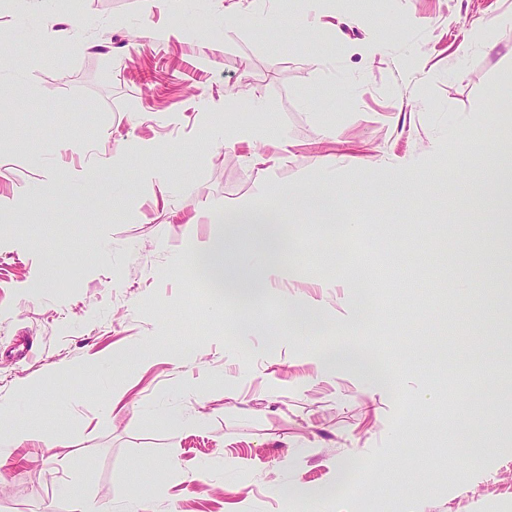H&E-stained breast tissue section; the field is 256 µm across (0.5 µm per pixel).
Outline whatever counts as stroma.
Masks as SVG:
<instances>
[{
	"mask_svg": "<svg viewBox=\"0 0 512 512\" xmlns=\"http://www.w3.org/2000/svg\"><path fill=\"white\" fill-rule=\"evenodd\" d=\"M45 5L75 28L42 32L0 0V395L63 444L15 450L0 512H69L68 482L114 512L127 487L150 512H512V281L487 289L488 269H512V223L469 191L512 143V25L495 23L512 0H343L352 22L323 31L304 25L318 0ZM270 5L279 24L255 27ZM266 121L294 145L266 149L272 204L338 182L360 231L336 240L290 213L292 277L243 330L193 262L221 227L194 218L254 202L261 175L222 138ZM412 169L444 192L395 195ZM475 218L494 225L477 244L457 231ZM312 306L325 329L287 331ZM336 344L367 348L382 377L323 371ZM467 438L489 442L479 465ZM166 458L175 471H154Z\"/></svg>",
	"mask_w": 512,
	"mask_h": 512,
	"instance_id": "1",
	"label": "stroma"
}]
</instances>
